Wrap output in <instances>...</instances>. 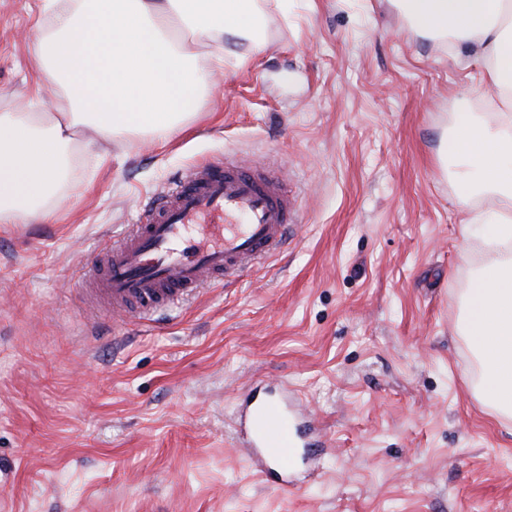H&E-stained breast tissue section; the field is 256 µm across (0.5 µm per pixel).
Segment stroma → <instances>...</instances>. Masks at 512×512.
I'll list each match as a JSON object with an SVG mask.
<instances>
[{
  "label": "stroma",
  "instance_id": "obj_1",
  "mask_svg": "<svg viewBox=\"0 0 512 512\" xmlns=\"http://www.w3.org/2000/svg\"><path fill=\"white\" fill-rule=\"evenodd\" d=\"M49 22L47 0H0V113L56 97L32 75ZM261 38L184 131L77 143L52 217L0 223V512H512V423L456 331L497 202H460L438 158L461 100L489 102L476 68L390 0H263ZM224 158L296 194L280 252L154 321L86 315L98 250ZM281 381L325 440L290 491L234 430Z\"/></svg>",
  "mask_w": 512,
  "mask_h": 512
}]
</instances>
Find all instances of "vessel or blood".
<instances>
[{"label": "vessel or blood", "instance_id": "b4317fda", "mask_svg": "<svg viewBox=\"0 0 512 512\" xmlns=\"http://www.w3.org/2000/svg\"><path fill=\"white\" fill-rule=\"evenodd\" d=\"M296 214L295 195L264 170L233 160L198 163L146 205L120 243L96 256L80 283L84 308L151 320L278 252ZM235 424L265 479L289 488L292 467L316 445L301 406L286 393L253 388Z\"/></svg>", "mask_w": 512, "mask_h": 512}]
</instances>
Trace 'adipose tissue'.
Instances as JSON below:
<instances>
[{
	"mask_svg": "<svg viewBox=\"0 0 512 512\" xmlns=\"http://www.w3.org/2000/svg\"><path fill=\"white\" fill-rule=\"evenodd\" d=\"M423 33L467 45L494 92L452 139L469 169L461 199L497 198L492 247L512 244V0H398ZM259 0H70L33 43L39 82L62 92L44 112L0 113V223L46 217L61 193L76 137H165L197 112L225 43L261 47ZM208 53H201V46ZM458 333L480 367L476 395L512 421V257L473 277Z\"/></svg>",
	"mask_w": 512,
	"mask_h": 512,
	"instance_id": "1",
	"label": "adipose tissue"
}]
</instances>
